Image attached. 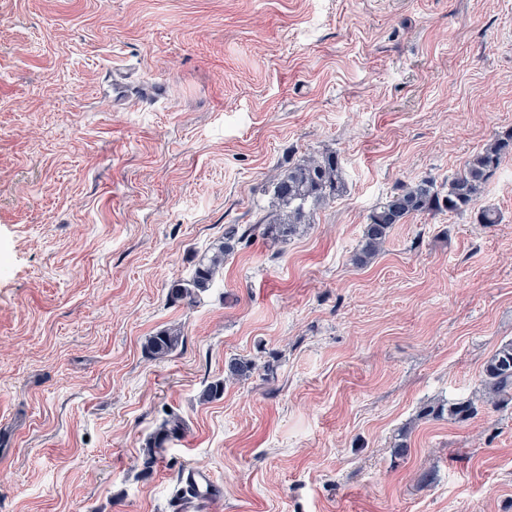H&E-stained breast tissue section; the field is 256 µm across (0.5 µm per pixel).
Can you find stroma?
Segmentation results:
<instances>
[{"mask_svg":"<svg viewBox=\"0 0 512 512\" xmlns=\"http://www.w3.org/2000/svg\"><path fill=\"white\" fill-rule=\"evenodd\" d=\"M511 130L512 0H0V512H173L189 468L207 512H512V403L481 385L512 342V155L354 263L379 202ZM326 150L343 196L170 302ZM184 335L181 327H168L150 336L146 342V351L154 359H162L172 354L182 345ZM254 369L255 366L251 362L240 359L231 361L228 365L224 380H215L209 383L201 392L200 400L210 402L220 399L224 395V383H226V381L249 377ZM185 430L184 422L176 415L163 421L148 441L147 453L143 460V470L150 472L157 464L158 456L166 450V445L174 439H179Z\"/></svg>","mask_w":512,"mask_h":512,"instance_id":"stroma-1","label":"stroma"}]
</instances>
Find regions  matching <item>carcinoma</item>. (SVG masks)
I'll return each mask as SVG.
<instances>
[{
	"label": "carcinoma",
	"instance_id": "cac0c4a2",
	"mask_svg": "<svg viewBox=\"0 0 512 512\" xmlns=\"http://www.w3.org/2000/svg\"><path fill=\"white\" fill-rule=\"evenodd\" d=\"M512 154V131L496 136L481 151L468 159L463 169L448 180V190H435L430 180L403 185L397 193L380 202L369 216L355 264L364 267L380 253L392 228L405 223L412 215L435 211L462 213L497 170L501 159ZM346 189L344 167L334 151L309 153L276 176L269 191L266 214L255 224H226L223 236L200 259L191 279L178 281L169 290L174 303L191 305L212 288L224 270L226 257L237 248L253 241L256 235L286 240L304 231L313 222L316 211L341 196ZM181 328L173 326L148 338L146 351L154 359L172 354L182 345ZM255 366L244 360H234L222 380L209 383L200 400L210 402L224 395V382L243 379ZM483 389L486 403L492 406L512 401V342L501 346L484 368ZM184 422L174 415L155 430L148 441L143 470L149 472L157 464L166 445L185 432Z\"/></svg>",
	"mask_w": 512,
	"mask_h": 512
}]
</instances>
